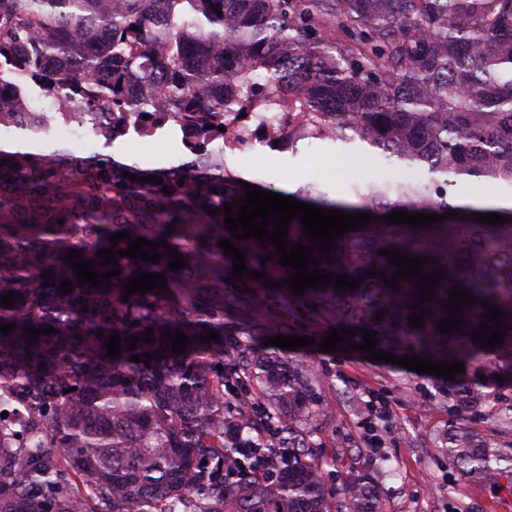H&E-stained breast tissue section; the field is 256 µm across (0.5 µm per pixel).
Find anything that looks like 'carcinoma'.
<instances>
[{"instance_id": "carcinoma-1", "label": "carcinoma", "mask_w": 512, "mask_h": 512, "mask_svg": "<svg viewBox=\"0 0 512 512\" xmlns=\"http://www.w3.org/2000/svg\"><path fill=\"white\" fill-rule=\"evenodd\" d=\"M133 77L147 89L139 100L125 94ZM3 89L0 128L11 135L0 139V294L17 298L0 304V325H16L0 334V400L37 419L22 434L0 427V512H333L322 474L303 452L310 431L299 425L314 410L302 368L258 357L265 336L284 323L268 325L258 300L224 288V205L235 214L246 198L227 158L260 136L293 156L298 142L318 140L396 171L353 186L350 201L306 184L291 197L307 204L378 218L506 215L500 226L372 221L337 239L331 262L313 252L326 272L362 278L359 289L332 282L290 293L280 308L306 305L321 324L353 328L358 345L361 329L377 331L374 349L395 356L466 361L472 374L455 375L441 396L486 402L487 417L512 423V403L484 392L497 376H512V207L453 201L458 183L473 179L512 189V0H0ZM36 89L59 99L56 112L30 111ZM244 113L255 124H239ZM68 124L88 126L104 149L131 132L152 137L175 126L185 156L155 169L98 151L82 158L55 139ZM148 175L162 184L142 181ZM115 224L132 240L167 241L188 265L170 270L163 246L157 264L116 255L117 264L101 265L98 250L110 247ZM239 245L268 280L294 272L277 255L261 262L272 244ZM391 246L429 259L427 271L444 269L434 300L419 303L421 290L407 280L397 291L384 284L397 272L380 255ZM73 251L100 273L121 274L107 290L80 285L64 261ZM139 269L166 277L169 292L123 301ZM376 269L384 276H367ZM66 279L73 291L63 294ZM456 284L477 305L459 307L464 324L442 333ZM482 300L505 311L499 347L468 335L487 323ZM417 303L431 313L422 328L407 320ZM226 309L246 317L257 357L224 373V339L209 333H224ZM26 326L43 334L33 342ZM151 328L155 343H145ZM179 331L189 338L181 355L167 336ZM114 333L121 355L111 358L104 341ZM134 337L131 350L126 339ZM226 386L272 395L262 418L242 416L246 437L288 415V468L224 487V456L233 452L224 443ZM493 447L463 425L446 438L448 464L495 481ZM343 495L348 512H381L368 475Z\"/></svg>"}]
</instances>
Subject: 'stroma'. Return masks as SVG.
Instances as JSON below:
<instances>
[{
    "instance_id": "35a3bbf8",
    "label": "stroma",
    "mask_w": 512,
    "mask_h": 512,
    "mask_svg": "<svg viewBox=\"0 0 512 512\" xmlns=\"http://www.w3.org/2000/svg\"><path fill=\"white\" fill-rule=\"evenodd\" d=\"M123 143L125 163L142 168L163 166L183 153L173 132L130 135ZM323 158L335 159L333 175L323 173ZM230 169L284 192L313 182L342 199L351 185L390 175L377 161L365 163L315 142L302 143L295 156L260 146L239 151ZM288 332L314 343L294 350L268 345L263 354L302 365L311 375L308 388L320 413L307 454L324 470L332 501L341 500L343 481L367 473L377 483L382 512H512L506 479L476 481L449 467L444 445L456 415L439 397L434 375L371 359L365 350L322 352L327 328L306 311L289 317Z\"/></svg>"
}]
</instances>
